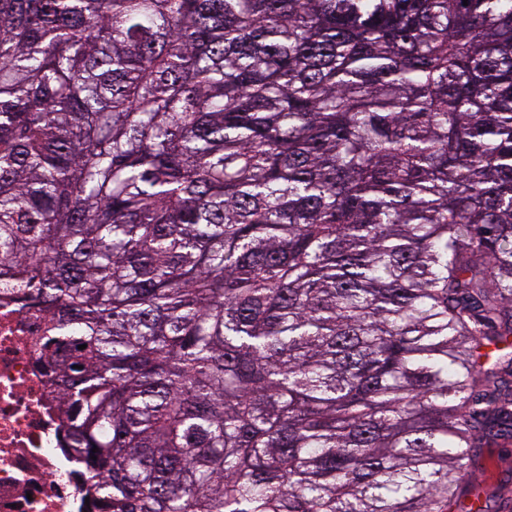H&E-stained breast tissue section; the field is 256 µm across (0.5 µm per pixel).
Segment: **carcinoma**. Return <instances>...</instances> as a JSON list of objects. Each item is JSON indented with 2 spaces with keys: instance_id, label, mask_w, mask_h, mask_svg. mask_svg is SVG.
Returning a JSON list of instances; mask_svg holds the SVG:
<instances>
[{
  "instance_id": "1",
  "label": "carcinoma",
  "mask_w": 512,
  "mask_h": 512,
  "mask_svg": "<svg viewBox=\"0 0 512 512\" xmlns=\"http://www.w3.org/2000/svg\"><path fill=\"white\" fill-rule=\"evenodd\" d=\"M1 282L90 512H453L512 443V0H0Z\"/></svg>"
}]
</instances>
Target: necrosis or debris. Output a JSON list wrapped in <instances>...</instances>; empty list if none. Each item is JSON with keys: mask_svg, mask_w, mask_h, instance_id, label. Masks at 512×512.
<instances>
[{"mask_svg": "<svg viewBox=\"0 0 512 512\" xmlns=\"http://www.w3.org/2000/svg\"><path fill=\"white\" fill-rule=\"evenodd\" d=\"M44 317L0 291V512H83L53 378L37 364Z\"/></svg>", "mask_w": 512, "mask_h": 512, "instance_id": "obj_1", "label": "necrosis or debris"}]
</instances>
